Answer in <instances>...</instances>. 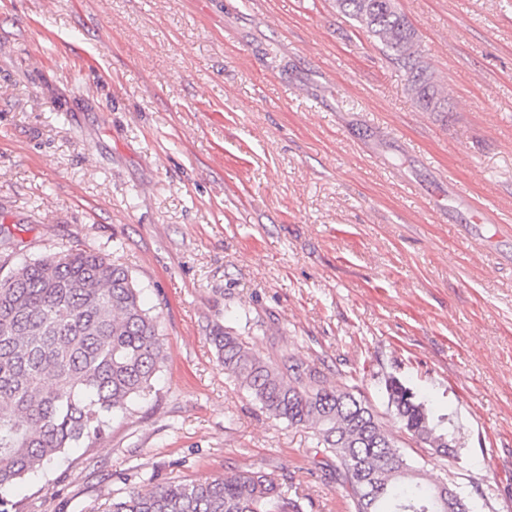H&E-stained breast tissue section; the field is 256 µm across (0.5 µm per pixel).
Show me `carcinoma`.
<instances>
[{
    "label": "carcinoma",
    "mask_w": 512,
    "mask_h": 512,
    "mask_svg": "<svg viewBox=\"0 0 512 512\" xmlns=\"http://www.w3.org/2000/svg\"><path fill=\"white\" fill-rule=\"evenodd\" d=\"M340 13L377 42L407 77L424 112L448 111V91L419 48L397 0H336ZM212 340L224 373L268 416L313 432L336 457V483L354 512H456L453 479L422 482L397 441L355 385H326L314 364L255 356L222 328ZM165 362L157 317L144 308L129 271L99 253L66 250L25 262L0 278V512L16 504L2 491L102 437L112 417L150 393ZM388 407L416 442L454 453L455 438L417 394L385 382ZM299 487L252 467L221 477L133 485L112 512H303Z\"/></svg>",
    "instance_id": "1"
}]
</instances>
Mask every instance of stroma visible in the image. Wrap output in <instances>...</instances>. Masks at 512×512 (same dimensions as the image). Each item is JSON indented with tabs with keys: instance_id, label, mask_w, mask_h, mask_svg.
<instances>
[{
	"instance_id": "obj_1",
	"label": "stroma",
	"mask_w": 512,
	"mask_h": 512,
	"mask_svg": "<svg viewBox=\"0 0 512 512\" xmlns=\"http://www.w3.org/2000/svg\"><path fill=\"white\" fill-rule=\"evenodd\" d=\"M398 4L448 111H422L336 0H0V278L106 255L167 355L105 435L10 492L19 512L253 464L304 512H353L320 476L335 457L225 375L224 326L355 383L426 480L512 512V0ZM391 377L457 456L401 429Z\"/></svg>"
}]
</instances>
